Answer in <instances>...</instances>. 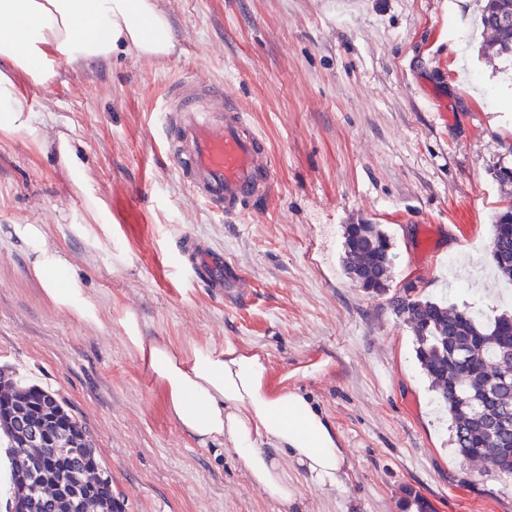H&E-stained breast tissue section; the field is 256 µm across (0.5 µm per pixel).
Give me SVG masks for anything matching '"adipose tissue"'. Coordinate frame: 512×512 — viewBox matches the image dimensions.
Listing matches in <instances>:
<instances>
[{
	"instance_id": "ef3b65f1",
	"label": "adipose tissue",
	"mask_w": 512,
	"mask_h": 512,
	"mask_svg": "<svg viewBox=\"0 0 512 512\" xmlns=\"http://www.w3.org/2000/svg\"><path fill=\"white\" fill-rule=\"evenodd\" d=\"M174 45L170 19L155 0H0V131L30 125L32 107L21 83L47 85L61 64L107 60L121 51L163 59ZM14 233L32 255V271L53 305L97 321L96 300L70 276L61 252L46 246L42 227L18 224ZM121 323L179 427L202 445L223 440L281 512L300 493L283 457L304 469L307 484L326 491L342 486L344 451L335 430L298 389L271 380L265 353L228 345L188 356L166 342H145L133 315Z\"/></svg>"
}]
</instances>
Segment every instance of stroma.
Instances as JSON below:
<instances>
[{"instance_id": "35a3bbf8", "label": "stroma", "mask_w": 512, "mask_h": 512, "mask_svg": "<svg viewBox=\"0 0 512 512\" xmlns=\"http://www.w3.org/2000/svg\"><path fill=\"white\" fill-rule=\"evenodd\" d=\"M174 52L61 65L25 86L34 120L0 133V367L54 393L89 431L122 512H276L223 441L199 445L171 418L121 320L191 353L263 349L275 376L310 397L346 463L334 491L303 486L296 512H512V478L463 461L449 420L389 296L343 265L344 227L383 225L394 290L486 318L512 310L490 269L505 205L492 169L512 163L511 61L486 56L484 0H156ZM224 84L267 138L275 196L252 217L210 211L170 166L158 113L186 69ZM66 134L112 218L96 231L56 150ZM15 224L41 225L100 305V325L58 311ZM224 253L227 282L203 287L180 234Z\"/></svg>"}]
</instances>
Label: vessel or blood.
<instances>
[{
	"label": "vessel or blood",
	"mask_w": 512,
	"mask_h": 512,
	"mask_svg": "<svg viewBox=\"0 0 512 512\" xmlns=\"http://www.w3.org/2000/svg\"><path fill=\"white\" fill-rule=\"evenodd\" d=\"M159 123L171 165L212 210L241 216L274 195L278 177L268 143L222 84L190 75L171 82ZM178 250L186 270L223 291L221 253L188 233Z\"/></svg>",
	"instance_id": "1"
}]
</instances>
